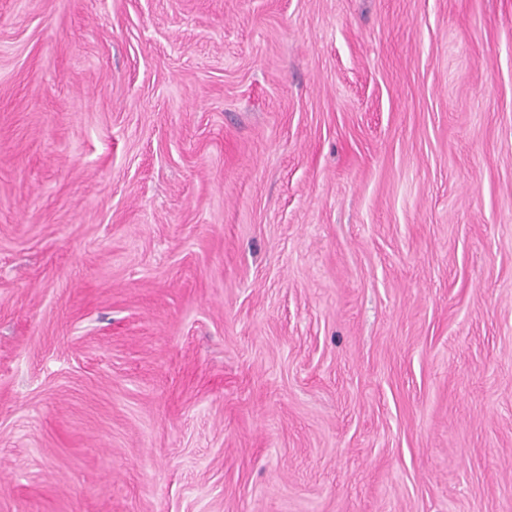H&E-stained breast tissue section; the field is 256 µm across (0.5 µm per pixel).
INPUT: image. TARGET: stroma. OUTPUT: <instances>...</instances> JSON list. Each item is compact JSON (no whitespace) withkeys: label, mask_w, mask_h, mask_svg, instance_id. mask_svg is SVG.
I'll return each mask as SVG.
<instances>
[{"label":"stroma","mask_w":512,"mask_h":512,"mask_svg":"<svg viewBox=\"0 0 512 512\" xmlns=\"http://www.w3.org/2000/svg\"><path fill=\"white\" fill-rule=\"evenodd\" d=\"M0 512H512V0H0Z\"/></svg>","instance_id":"obj_1"}]
</instances>
